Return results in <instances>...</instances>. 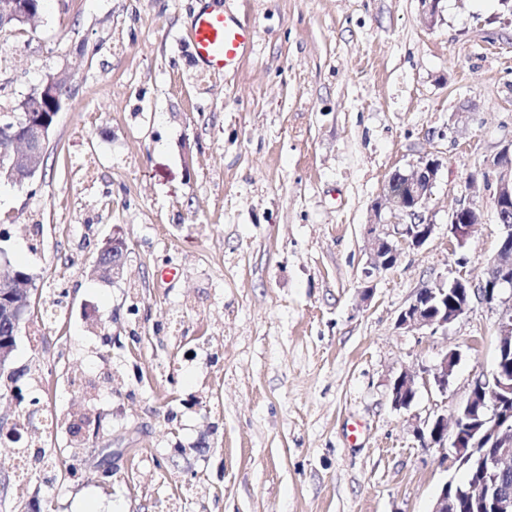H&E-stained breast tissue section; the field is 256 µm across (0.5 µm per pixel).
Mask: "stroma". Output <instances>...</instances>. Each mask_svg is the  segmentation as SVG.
<instances>
[{
  "label": "stroma",
  "mask_w": 512,
  "mask_h": 512,
  "mask_svg": "<svg viewBox=\"0 0 512 512\" xmlns=\"http://www.w3.org/2000/svg\"><path fill=\"white\" fill-rule=\"evenodd\" d=\"M203 6L257 31L233 73L192 56ZM62 67L41 169L0 182V249L38 289L13 366L55 412L58 460L9 484L7 512H431L451 471L413 421L455 420L501 312L476 302L436 333L397 319L422 288L484 278L498 248L479 170L512 143V5L441 0L430 24L419 0H46L0 32V112ZM425 157L433 233L371 269L382 189ZM115 234L111 280L94 260ZM449 352L447 394L395 408L402 372ZM479 216L480 211L475 205L461 207L452 213L450 224H448V233L459 248L466 245L471 229L475 225L469 223L470 218L479 219Z\"/></svg>",
  "instance_id": "stroma-1"
}]
</instances>
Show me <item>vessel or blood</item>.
<instances>
[{"instance_id":"1","label":"vessel or blood","mask_w":512,"mask_h":512,"mask_svg":"<svg viewBox=\"0 0 512 512\" xmlns=\"http://www.w3.org/2000/svg\"><path fill=\"white\" fill-rule=\"evenodd\" d=\"M188 35L196 58L211 73L236 70L255 41L254 28L235 14L207 9L195 15Z\"/></svg>"}]
</instances>
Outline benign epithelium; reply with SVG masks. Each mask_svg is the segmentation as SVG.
I'll list each match as a JSON object with an SVG mask.
<instances>
[{
  "label": "benign epithelium",
  "instance_id": "benign-epithelium-1",
  "mask_svg": "<svg viewBox=\"0 0 512 512\" xmlns=\"http://www.w3.org/2000/svg\"><path fill=\"white\" fill-rule=\"evenodd\" d=\"M32 0H0V31L12 30L32 23ZM72 74L66 68L46 75L43 81L20 99L14 111L17 118L3 126L6 145L0 148V179L22 186L30 182L38 172L46 155L49 138L59 112L63 109L71 91ZM439 162L423 159L407 176L406 194L411 204L399 210L409 218L405 223L390 224L375 214V221L368 226L375 257L374 266L388 268L399 254V247L422 246L431 236L434 225L425 222L422 209L435 184ZM495 185L496 213L501 226L499 247L488 263L486 275L479 283L456 280L450 288H467L465 300L448 309V304L429 305V302L445 293L447 287L437 285L420 289L414 300L400 314L399 326L406 329L428 327L433 330L446 328L471 309L473 301L493 306L502 292L512 285V143L505 146L479 170ZM479 209L465 206L452 213L448 233L456 245L464 247L469 239L472 224L470 218L479 217ZM126 255L103 262L95 258V265H105L107 276L114 279L122 275ZM13 274L8 261H0V376L12 379L17 372L11 367L16 338L24 325L23 314L31 305L30 296L34 277L24 276L26 298L16 300V289L7 287ZM497 346L499 361L491 374L481 383L488 386L478 395L470 390L465 406L461 409L453 431L441 415L414 422L413 432L426 447L455 449L451 466L474 478L466 485L451 478L446 481L433 503L431 512H454L456 505L469 498L484 500L492 512H512V490L504 487L500 476L504 464H512V366L507 364L512 349V314L498 322ZM457 362V354L444 355L434 368L432 378L422 376L423 382L433 381L437 390L448 392L449 379ZM415 376L405 372L391 387L392 404L397 409L410 407L409 399L415 397Z\"/></svg>",
  "mask_w": 512,
  "mask_h": 512
}]
</instances>
